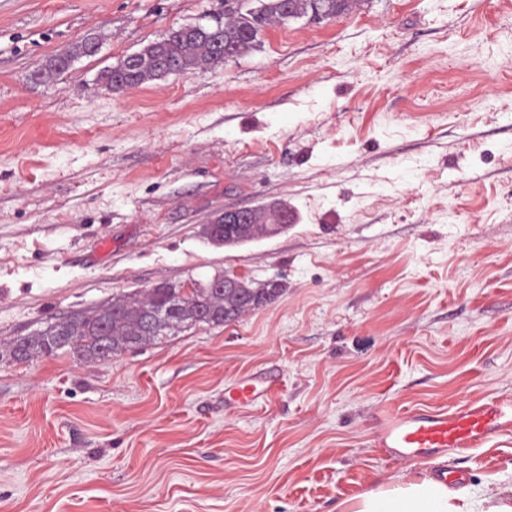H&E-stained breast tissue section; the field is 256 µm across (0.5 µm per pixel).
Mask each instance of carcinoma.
Returning a JSON list of instances; mask_svg holds the SVG:
<instances>
[{
  "label": "carcinoma",
  "instance_id": "1",
  "mask_svg": "<svg viewBox=\"0 0 512 512\" xmlns=\"http://www.w3.org/2000/svg\"><path fill=\"white\" fill-rule=\"evenodd\" d=\"M252 8L241 0H224V14L209 18L208 28L190 25L172 28L162 39L139 51V64L124 69V62L103 71L99 80L106 90L122 92L170 75L205 70L225 63L254 48L262 32L272 24H285L284 7L306 17L321 10L337 18L351 10L354 0H253ZM283 284L276 278L261 288H197L186 294L180 286L150 288L129 294L97 308L93 313H72L7 344L9 355L18 362L34 355L51 356L70 352L81 359L106 362L112 357L147 342L170 336L196 324L201 312L218 326L242 313L275 302Z\"/></svg>",
  "mask_w": 512,
  "mask_h": 512
}]
</instances>
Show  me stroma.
I'll return each mask as SVG.
<instances>
[{
    "label": "stroma",
    "mask_w": 512,
    "mask_h": 512,
    "mask_svg": "<svg viewBox=\"0 0 512 512\" xmlns=\"http://www.w3.org/2000/svg\"><path fill=\"white\" fill-rule=\"evenodd\" d=\"M223 9L0 0V343L161 283L284 285L104 363L0 360V512H337L396 475L512 483V433L443 462L375 441L385 410L512 397V0H357L206 70L100 85ZM272 201L288 231L208 240ZM254 209H224L223 212L218 214L213 221L211 222L209 228L210 230L217 229L222 224H224V236L232 233L233 231L230 229L232 224H242L235 229V233L237 235H241L237 239H233L224 243V246H233L238 244H243L246 242H250L253 240H258V238H254L258 233H255L252 230L250 224L243 223V218L251 213ZM270 386L265 385L263 388L251 379H242L235 383L227 392L226 401L233 408H240L255 402L264 392L269 391Z\"/></svg>",
    "instance_id": "35a3bbf8"
}]
</instances>
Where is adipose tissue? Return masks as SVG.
Here are the masks:
<instances>
[{"label":"adipose tissue","mask_w":512,"mask_h":512,"mask_svg":"<svg viewBox=\"0 0 512 512\" xmlns=\"http://www.w3.org/2000/svg\"><path fill=\"white\" fill-rule=\"evenodd\" d=\"M338 512H512V485L475 490L431 474L398 475L341 501Z\"/></svg>","instance_id":"obj_1"}]
</instances>
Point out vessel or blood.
I'll return each instance as SVG.
<instances>
[{
    "label": "vessel or blood",
    "mask_w": 512,
    "mask_h": 512,
    "mask_svg": "<svg viewBox=\"0 0 512 512\" xmlns=\"http://www.w3.org/2000/svg\"><path fill=\"white\" fill-rule=\"evenodd\" d=\"M262 388L250 379L235 383L226 401L233 408L255 402ZM512 432V400L466 403L453 409L385 411L376 441L397 462L433 457L451 450L476 448L492 438Z\"/></svg>",
    "instance_id": "vessel-or-blood-1"
}]
</instances>
